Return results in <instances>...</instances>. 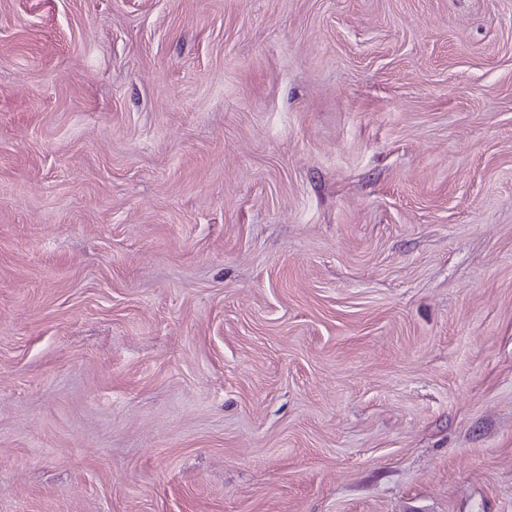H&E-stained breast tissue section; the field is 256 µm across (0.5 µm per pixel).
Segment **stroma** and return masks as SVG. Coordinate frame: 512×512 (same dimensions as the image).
<instances>
[{"instance_id":"1","label":"stroma","mask_w":512,"mask_h":512,"mask_svg":"<svg viewBox=\"0 0 512 512\" xmlns=\"http://www.w3.org/2000/svg\"><path fill=\"white\" fill-rule=\"evenodd\" d=\"M0 512H512V0H0Z\"/></svg>"}]
</instances>
